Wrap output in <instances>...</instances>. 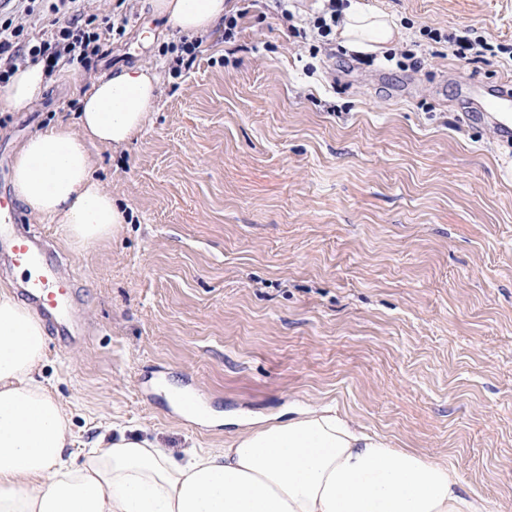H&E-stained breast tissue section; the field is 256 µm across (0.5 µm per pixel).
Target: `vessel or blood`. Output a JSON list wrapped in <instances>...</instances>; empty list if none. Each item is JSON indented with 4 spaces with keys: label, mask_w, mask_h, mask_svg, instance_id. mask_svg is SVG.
I'll list each match as a JSON object with an SVG mask.
<instances>
[{
    "label": "vessel or blood",
    "mask_w": 512,
    "mask_h": 512,
    "mask_svg": "<svg viewBox=\"0 0 512 512\" xmlns=\"http://www.w3.org/2000/svg\"><path fill=\"white\" fill-rule=\"evenodd\" d=\"M495 104L482 112L472 113L476 122H491L499 133L512 137V116L498 111V102L512 99V90L503 88L493 96ZM14 203L8 191L0 192V250L7 255L10 265L27 267L32 271L21 288L22 296L31 302L40 314L63 336L77 331L78 325L71 311L78 300L79 287L48 261L41 245L31 236L18 232L13 219Z\"/></svg>",
    "instance_id": "1"
}]
</instances>
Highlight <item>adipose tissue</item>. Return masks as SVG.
Segmentation results:
<instances>
[{
	"instance_id": "obj_1",
	"label": "adipose tissue",
	"mask_w": 512,
	"mask_h": 512,
	"mask_svg": "<svg viewBox=\"0 0 512 512\" xmlns=\"http://www.w3.org/2000/svg\"><path fill=\"white\" fill-rule=\"evenodd\" d=\"M186 35L214 30L229 0H149ZM387 17L350 0L339 45L376 53L401 39ZM47 85L42 64L18 68L7 101L21 111ZM159 79L124 66L78 91V127L59 124L18 148L12 185L67 244L116 233L123 212L97 181L94 150L131 141L150 119ZM46 332L40 316L0 289V512H492L447 464L393 447L329 408L242 430L218 450L188 445L182 460L146 437L103 430L75 460L68 411L36 375Z\"/></svg>"
}]
</instances>
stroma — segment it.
Returning a JSON list of instances; mask_svg holds the SVG:
<instances>
[{
    "instance_id": "35a3bbf8",
    "label": "stroma",
    "mask_w": 512,
    "mask_h": 512,
    "mask_svg": "<svg viewBox=\"0 0 512 512\" xmlns=\"http://www.w3.org/2000/svg\"><path fill=\"white\" fill-rule=\"evenodd\" d=\"M131 2L89 68H57L24 111L0 96L11 158L75 124L74 82L134 64L161 77L146 127L96 150L125 224L72 247L22 217L81 288L86 341L48 336L40 369L79 441L114 423L178 459L242 420L332 406L512 512V144L464 117L468 86L512 83V66L447 41L468 26L512 43V0H360L405 33L366 60L290 33L320 0L286 17L235 0V38L216 29L176 78L181 33Z\"/></svg>"
}]
</instances>
